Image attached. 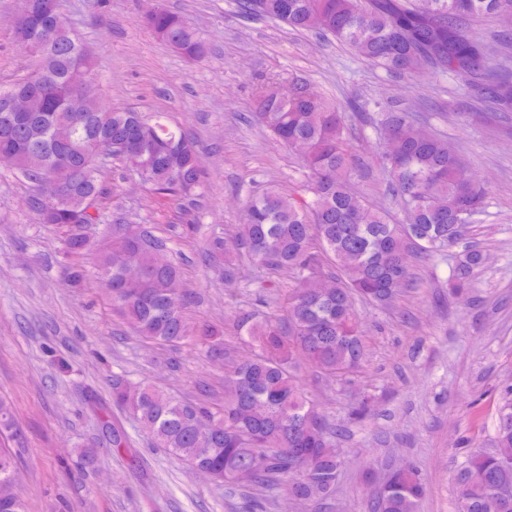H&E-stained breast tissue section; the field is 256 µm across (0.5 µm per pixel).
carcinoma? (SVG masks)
<instances>
[{
  "instance_id": "carcinoma-1",
  "label": "carcinoma",
  "mask_w": 512,
  "mask_h": 512,
  "mask_svg": "<svg viewBox=\"0 0 512 512\" xmlns=\"http://www.w3.org/2000/svg\"><path fill=\"white\" fill-rule=\"evenodd\" d=\"M21 0L10 24L16 48L24 41L41 46L33 70L41 73L39 120L10 137L0 136V152L19 157L30 181L27 208L41 223L65 233L64 244L76 259L67 280L79 283L78 262L91 250L86 227L87 198L104 194L99 169L83 167L90 135L101 150L122 161L155 190L175 201L199 196L201 170L196 147L182 132L149 123L140 113L115 110L98 93V85L69 80L74 60L95 69L92 49L68 25H40L36 5ZM244 12L281 22L295 30H316L348 46L361 59L390 74L412 77L422 72L464 71L472 85L488 90V106L512 112V72L493 63L470 25L484 17L512 23V0H240ZM161 42L187 58L202 60L210 52L199 31L165 9L141 19ZM82 110L71 109L73 99ZM254 117L282 145L298 142L301 164L309 177L311 199L300 202L270 186L252 198L239 224L235 246L260 264L304 273L288 310L289 330L254 312L234 322L253 351L224 372V400L219 403L175 400L162 391L112 376V403L127 410L156 447L184 461L192 470L210 469L227 489L285 488L298 502L318 505L330 499L342 467V452L332 441L317 405L296 381L293 369L304 359L331 375L357 368L364 354L361 324L354 301L387 306L412 278L409 249L443 257L463 239L466 225L484 212L488 189L466 175L455 148L417 127L411 113L379 106L378 123L389 132V148L380 158L382 173L401 206L398 220L352 190L353 147L340 108L313 95L304 82L292 83L283 96L271 87L255 100ZM184 142V153L170 158L166 142ZM56 177L62 203L50 219L38 206L42 175ZM140 234L124 236L112 225V240L97 251L102 287L114 309L141 336L177 345L193 342L211 357L224 356V334L201 323L190 325V300L178 288L180 267L170 260L157 265L155 250L174 252L178 225L158 236L136 225ZM336 262V272L314 273V242ZM207 256L224 257V280L236 277L222 237L207 243ZM485 262L482 250L467 247L458 256L454 279L469 283ZM496 445L512 447V389L499 412ZM19 472L9 452L0 448V512H27L17 493ZM455 512H512V461L476 451L456 474ZM370 512H420L426 495L421 475L411 469L390 472L388 483L369 488Z\"/></svg>"
}]
</instances>
